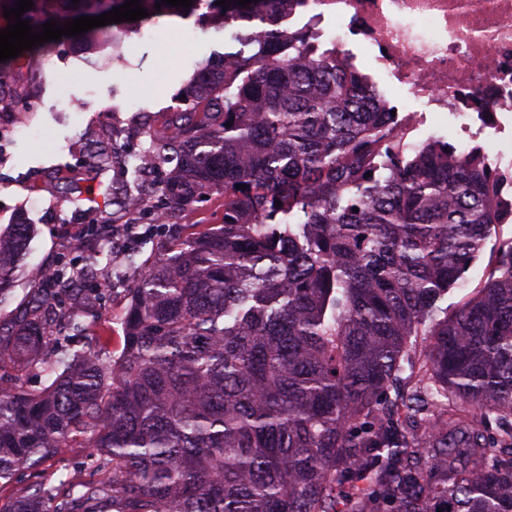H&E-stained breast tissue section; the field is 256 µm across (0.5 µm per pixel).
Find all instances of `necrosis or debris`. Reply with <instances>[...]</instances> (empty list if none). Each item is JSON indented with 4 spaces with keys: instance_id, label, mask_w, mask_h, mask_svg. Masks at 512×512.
<instances>
[{
    "instance_id": "necrosis-or-debris-1",
    "label": "necrosis or debris",
    "mask_w": 512,
    "mask_h": 512,
    "mask_svg": "<svg viewBox=\"0 0 512 512\" xmlns=\"http://www.w3.org/2000/svg\"><path fill=\"white\" fill-rule=\"evenodd\" d=\"M336 21L340 50L371 52L378 72L405 87L403 134L430 112L459 123V149L477 151L512 113V0H308Z\"/></svg>"
}]
</instances>
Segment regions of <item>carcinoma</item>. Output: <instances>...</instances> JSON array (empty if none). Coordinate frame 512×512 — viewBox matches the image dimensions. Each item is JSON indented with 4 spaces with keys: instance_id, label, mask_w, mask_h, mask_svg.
Listing matches in <instances>:
<instances>
[{
    "instance_id": "cac0c4a2",
    "label": "carcinoma",
    "mask_w": 512,
    "mask_h": 512,
    "mask_svg": "<svg viewBox=\"0 0 512 512\" xmlns=\"http://www.w3.org/2000/svg\"><path fill=\"white\" fill-rule=\"evenodd\" d=\"M61 2L21 19L73 20ZM191 2L139 0L134 25L204 7L236 28L237 59L181 91L192 109L167 113L149 154L175 160L167 202L221 191L223 223L145 267L115 352L92 327L68 348L74 316L49 296L89 304L74 263L0 318V480L83 443L112 473L0 512H512V241L460 305H438L498 223L496 173L441 139L402 145L368 76L310 24L285 37L278 16L304 0ZM114 27L72 40L94 52ZM29 231L0 234V295ZM24 370L51 383L29 391Z\"/></svg>"
}]
</instances>
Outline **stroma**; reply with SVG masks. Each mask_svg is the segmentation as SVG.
Instances as JSON below:
<instances>
[{
	"label": "stroma",
	"mask_w": 512,
	"mask_h": 512,
	"mask_svg": "<svg viewBox=\"0 0 512 512\" xmlns=\"http://www.w3.org/2000/svg\"><path fill=\"white\" fill-rule=\"evenodd\" d=\"M163 18L149 24V37H140L135 26L122 28L119 38L96 63L68 40L54 43L50 65L40 75H31L25 63L0 70V85L25 86L33 92L27 127L13 146L0 151V233L10 230L18 218L31 225L28 254L17 273L11 296L0 302V314L22 309L33 288L47 281L46 273L60 258L77 262L88 271L86 287L100 288L102 281L115 285L102 290L95 315L80 314L78 322L105 328L120 338L128 293L134 280L116 281L118 264L143 268L157 258L177 236L192 232L194 225L218 224L224 217V195L216 192L204 201L175 212L170 224L156 223L154 216L136 215L133 234L126 236L124 257H117L111 237H92L91 251L74 247L83 223L77 218L85 209V190L95 187L100 195H114L113 204L97 217L98 224H116L125 217L121 200L136 191L142 180L157 188L165 172L143 175L138 167L149 138L139 120L150 115L152 125H162L176 105V97L211 52L224 51L232 32L217 29L200 14L177 19L174 34H167ZM133 125L132 136L121 139L126 163L122 167L97 169L88 164V145L102 143L100 127L108 118ZM512 240V223L496 225L479 259L467 273L464 286L449 290L445 306H456L483 280L498 247ZM77 480L97 477L93 452L68 448L48 460L37 472H27L15 481L0 484V506L9 507L27 495L32 485L54 483L64 476Z\"/></svg>",
	"instance_id": "obj_1"
}]
</instances>
